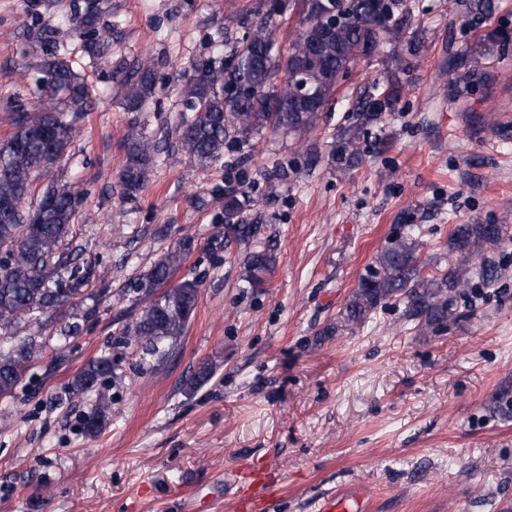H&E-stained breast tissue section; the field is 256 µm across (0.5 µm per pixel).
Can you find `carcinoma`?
I'll use <instances>...</instances> for the list:
<instances>
[{
  "label": "carcinoma",
  "instance_id": "obj_1",
  "mask_svg": "<svg viewBox=\"0 0 512 512\" xmlns=\"http://www.w3.org/2000/svg\"><path fill=\"white\" fill-rule=\"evenodd\" d=\"M402 0H294L299 20L296 36L281 55L270 21L244 32L234 60L226 66L213 61L195 63L193 75L183 88L190 114L180 122L182 149L191 162L207 168L224 151L249 144L265 128L300 133L311 128L319 112L333 100L344 73L358 57L351 49L371 35L376 16L400 14ZM101 0H86L76 16L82 50L91 59L104 55L109 41L100 35ZM396 68L372 84V92L355 105L358 123L344 131L336 142V167L354 166L368 141V126L384 112H393L409 72L405 56L409 46H393ZM33 68L42 74L43 91L34 105L12 109L15 132L0 141V326L11 325L8 317L21 313L50 312L65 305L95 277L92 262L79 263L69 245L76 235L80 192L72 183L54 179L23 208L31 195L36 175L70 156L78 122L90 111L94 91L85 76L75 71L66 57L55 51L44 54ZM285 77L274 83L279 71ZM244 84L255 93L228 101L224 89ZM156 87L155 67L142 64L124 84V104L137 112L151 99ZM125 163L119 172L128 195L142 190L158 162L159 144L144 132L130 133L122 144ZM250 199L233 189L224 191V224L233 239L248 241L255 226L243 223L242 213ZM505 232L501 224H457L449 239V252L459 263L441 276H420L416 228L389 242L376 257L377 267L362 278L345 308L346 319L355 322L364 313L392 297L403 296L410 309L427 314L428 322L448 317L449 294L467 287L477 278L493 279L495 266L485 257ZM183 255L171 250L157 258L145 275L141 289L149 300L134 319L128 335L150 355L164 356L183 336L199 297V281H173ZM275 264L268 249L246 256L243 280L251 288H262ZM88 309L73 313V321L56 330L62 347L79 335V318ZM41 334L0 336V399L10 397L43 342ZM112 373V358L91 361L71 381L72 396L95 390L96 383ZM105 411L97 407L84 420L88 436H97Z\"/></svg>",
  "mask_w": 512,
  "mask_h": 512
}]
</instances>
